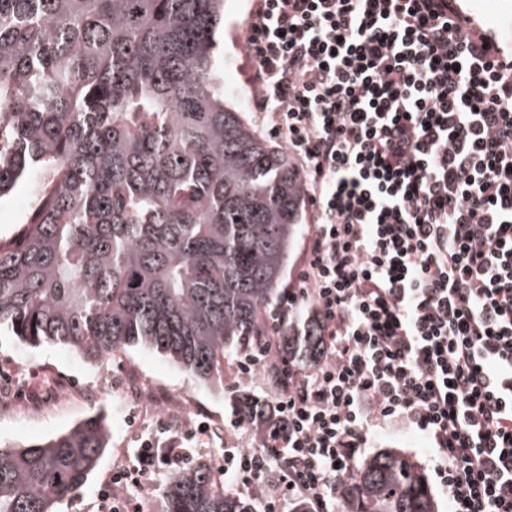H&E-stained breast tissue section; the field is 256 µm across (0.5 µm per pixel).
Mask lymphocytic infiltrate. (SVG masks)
<instances>
[{
  "instance_id": "f902f5d3",
  "label": "lymphocytic infiltrate",
  "mask_w": 512,
  "mask_h": 512,
  "mask_svg": "<svg viewBox=\"0 0 512 512\" xmlns=\"http://www.w3.org/2000/svg\"><path fill=\"white\" fill-rule=\"evenodd\" d=\"M239 40L309 208L277 321L311 310L321 357L306 371L270 340L237 360L275 403L225 473L265 512H336L360 448L402 423L450 512H512V51L454 0H253ZM186 454L141 440L98 512H130L124 487Z\"/></svg>"
}]
</instances>
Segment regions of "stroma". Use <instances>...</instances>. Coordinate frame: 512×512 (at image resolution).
Segmentation results:
<instances>
[{
	"instance_id": "35a3bbf8",
	"label": "stroma",
	"mask_w": 512,
	"mask_h": 512,
	"mask_svg": "<svg viewBox=\"0 0 512 512\" xmlns=\"http://www.w3.org/2000/svg\"><path fill=\"white\" fill-rule=\"evenodd\" d=\"M456 5L498 41L512 36V0H456ZM249 9L250 0L225 2L224 87L261 132L265 126L250 106L247 64L235 42ZM239 357L236 350L225 353L222 384L207 385L148 349L132 347L89 361L61 345L33 347L15 337L0 336V371L9 374L15 386L11 403L0 407V444L39 442L79 420L103 415L111 434L109 448L83 492L59 507V512H97V488L116 464L133 458L143 437H152L162 446L187 437L185 463L189 466L199 462L220 465L227 448L259 446L260 423L237 431L231 422L246 406L269 408L275 399L274 386L258 372L240 376L234 369ZM69 386L77 387L78 395L62 401L46 396L49 388ZM201 421L208 422V431L188 437V430ZM386 449L401 453L426 478H433L432 449L416 432L401 425L384 431L374 448L359 452L354 468H361L375 451Z\"/></svg>"
}]
</instances>
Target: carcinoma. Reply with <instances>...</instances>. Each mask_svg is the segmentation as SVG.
Here are the masks:
<instances>
[{
    "mask_svg": "<svg viewBox=\"0 0 512 512\" xmlns=\"http://www.w3.org/2000/svg\"><path fill=\"white\" fill-rule=\"evenodd\" d=\"M224 0H0V199L34 205L0 236V333L95 360L145 347L202 383L259 350L303 217L294 164L224 94ZM313 356L319 337L294 335ZM88 418L0 448V512H57L107 449ZM345 512H436L387 450ZM157 512H256L214 463L174 473Z\"/></svg>",
    "mask_w": 512,
    "mask_h": 512,
    "instance_id": "obj_1",
    "label": "carcinoma"
}]
</instances>
